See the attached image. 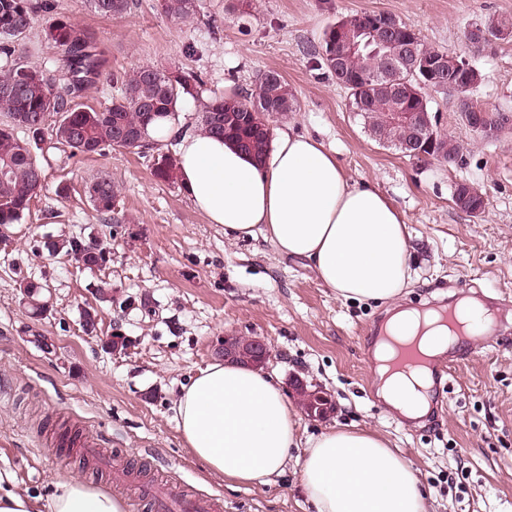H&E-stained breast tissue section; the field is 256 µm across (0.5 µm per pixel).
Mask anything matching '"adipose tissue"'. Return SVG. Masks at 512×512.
Listing matches in <instances>:
<instances>
[{
    "instance_id": "obj_1",
    "label": "adipose tissue",
    "mask_w": 512,
    "mask_h": 512,
    "mask_svg": "<svg viewBox=\"0 0 512 512\" xmlns=\"http://www.w3.org/2000/svg\"><path fill=\"white\" fill-rule=\"evenodd\" d=\"M150 134L177 137V174L195 208L222 226L227 240L266 231L280 257L310 262L341 299L393 303L408 286L413 246L402 216L374 185L351 182L323 143L280 131L256 158L220 137L179 133L167 117ZM388 330L401 340L418 338L426 355L444 351L447 330L433 312L397 310ZM394 356L390 343L377 345L370 371L378 394L406 419L420 420L429 411L430 378L421 368L392 369ZM175 412L186 448L208 474L268 484L300 448L301 485L316 512H428L411 464L377 432L332 429L301 440L296 411L270 374L212 362L183 386ZM0 512H125V506L77 478L58 481L42 503L0 475Z\"/></svg>"
}]
</instances>
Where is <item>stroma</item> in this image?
Wrapping results in <instances>:
<instances>
[{"label": "stroma", "instance_id": "35a3bbf8", "mask_svg": "<svg viewBox=\"0 0 512 512\" xmlns=\"http://www.w3.org/2000/svg\"><path fill=\"white\" fill-rule=\"evenodd\" d=\"M48 2L22 41L32 66L53 70L57 50L44 29L63 16L100 42L111 73L176 65L201 75L207 90L240 93L260 71L280 72L300 109L276 114L271 130L324 143L352 181L375 185L407 224L415 257L402 303L430 302L457 285L512 295V130L482 139L453 96L435 95L438 127L462 145L463 158L418 163L373 140L308 54L337 18L388 12L482 72L474 100L512 113V40L478 47L464 37L478 19L512 16V0H238L234 10L227 0H199L185 25L161 14L157 0H133L119 19L98 15L89 0ZM36 158L44 188L0 232V473L17 490L46 498L55 482L76 477L122 499L126 512H143L141 479L161 478L172 492L222 501L224 512H314L301 459L291 458L274 483L237 484L207 475L180 438L175 394L233 334L265 339L272 355L264 370L291 404L299 402L289 388L296 377L331 394L330 416L299 413L301 437L375 430L410 462L430 512H512V327L453 370L444 412L422 426L399 424L369 371L365 331L382 322L386 305L338 298L306 261L281 258L264 238L226 240L180 182L154 176L152 156L108 148L71 158L45 148ZM96 177L119 190L116 219L97 213L85 194ZM460 183L484 193L481 215L455 206ZM78 234L102 244L106 266L89 270L49 252V242ZM29 280L44 287L47 311L38 318L20 292ZM88 310L96 314L91 332L83 327ZM110 336L130 343L111 350ZM76 431L127 465L132 479L113 485L107 466L67 444Z\"/></svg>", "mask_w": 512, "mask_h": 512}]
</instances>
